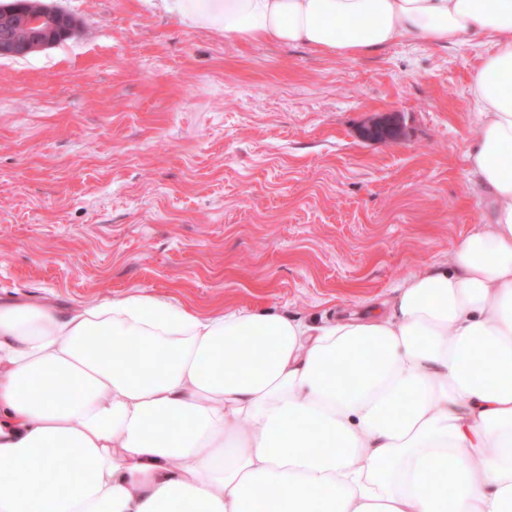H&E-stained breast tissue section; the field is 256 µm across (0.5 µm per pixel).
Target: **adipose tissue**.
I'll use <instances>...</instances> for the list:
<instances>
[{"mask_svg": "<svg viewBox=\"0 0 512 512\" xmlns=\"http://www.w3.org/2000/svg\"><path fill=\"white\" fill-rule=\"evenodd\" d=\"M156 3L333 56L490 45L465 155L490 213L361 317L0 300V512H512V0Z\"/></svg>", "mask_w": 512, "mask_h": 512, "instance_id": "1", "label": "adipose tissue"}]
</instances>
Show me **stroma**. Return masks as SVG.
<instances>
[{
    "instance_id": "35a3bbf8",
    "label": "stroma",
    "mask_w": 512,
    "mask_h": 512,
    "mask_svg": "<svg viewBox=\"0 0 512 512\" xmlns=\"http://www.w3.org/2000/svg\"><path fill=\"white\" fill-rule=\"evenodd\" d=\"M72 39L0 58V297L149 293L307 320L447 261L483 201L465 173L487 46L356 57L242 43L152 0H57ZM398 117L394 139L368 126Z\"/></svg>"
}]
</instances>
